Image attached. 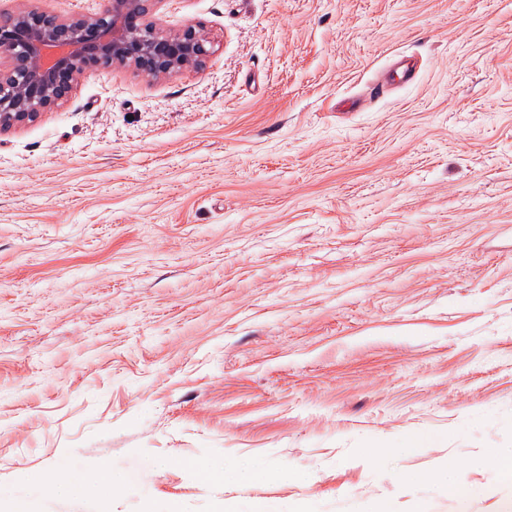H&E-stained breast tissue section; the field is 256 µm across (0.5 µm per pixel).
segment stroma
<instances>
[{"mask_svg": "<svg viewBox=\"0 0 512 512\" xmlns=\"http://www.w3.org/2000/svg\"><path fill=\"white\" fill-rule=\"evenodd\" d=\"M153 18L202 23L205 64L87 70L0 133V486L103 463L112 512H502L512 483L469 463L512 448V0ZM402 55L415 80L375 94ZM450 464L467 509L434 489ZM191 467L200 475L214 481H301L302 479L291 470H269L260 466L244 470L224 471V467L216 469L207 461L197 460L191 464Z\"/></svg>", "mask_w": 512, "mask_h": 512, "instance_id": "1", "label": "stroma"}]
</instances>
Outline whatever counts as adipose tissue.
Returning <instances> with one entry per match:
<instances>
[{"instance_id": "obj_1", "label": "adipose tissue", "mask_w": 512, "mask_h": 512, "mask_svg": "<svg viewBox=\"0 0 512 512\" xmlns=\"http://www.w3.org/2000/svg\"><path fill=\"white\" fill-rule=\"evenodd\" d=\"M193 470L214 481H294L297 473L256 466L227 471L198 460ZM128 482L126 473L101 465L84 473H69L61 467L47 468L36 474H20L14 486L0 487V512H43L41 496L49 493L68 500L73 512H110L113 492Z\"/></svg>"}]
</instances>
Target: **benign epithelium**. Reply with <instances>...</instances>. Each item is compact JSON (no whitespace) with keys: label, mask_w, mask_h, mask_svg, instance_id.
Returning <instances> with one entry per match:
<instances>
[{"label":"benign epithelium","mask_w":512,"mask_h":512,"mask_svg":"<svg viewBox=\"0 0 512 512\" xmlns=\"http://www.w3.org/2000/svg\"><path fill=\"white\" fill-rule=\"evenodd\" d=\"M153 0H112L71 18L0 10V131L35 121L93 68L171 77L201 66L212 37L200 23L168 31L149 19Z\"/></svg>","instance_id":"obj_1"}]
</instances>
